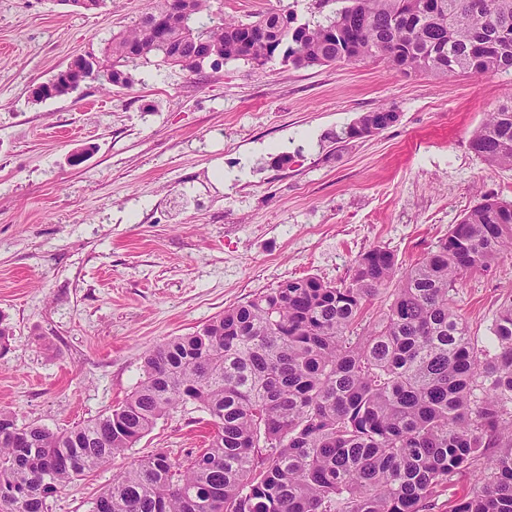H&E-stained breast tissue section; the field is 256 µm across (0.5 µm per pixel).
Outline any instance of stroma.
Masks as SVG:
<instances>
[{
  "label": "stroma",
  "mask_w": 512,
  "mask_h": 512,
  "mask_svg": "<svg viewBox=\"0 0 512 512\" xmlns=\"http://www.w3.org/2000/svg\"><path fill=\"white\" fill-rule=\"evenodd\" d=\"M155 0H0V407L67 429L139 383L143 354L291 278L347 277L355 258L414 264L489 195L512 202V170L470 148L486 112L512 99V72L444 79L381 62L190 76L149 63L131 88L95 84L42 103L32 88L152 11ZM314 0H224L238 18ZM386 106L397 123L344 147L331 134ZM87 147L80 165L68 155ZM512 292V257L463 280L456 308L487 344ZM189 406L158 420L127 457L48 501L89 512L129 461H183L208 442Z\"/></svg>",
  "instance_id": "obj_1"
}]
</instances>
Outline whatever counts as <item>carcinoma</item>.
I'll use <instances>...</instances> for the list:
<instances>
[{"instance_id": "1", "label": "carcinoma", "mask_w": 512, "mask_h": 512, "mask_svg": "<svg viewBox=\"0 0 512 512\" xmlns=\"http://www.w3.org/2000/svg\"><path fill=\"white\" fill-rule=\"evenodd\" d=\"M300 28L285 10L241 22L188 0L185 42L208 40L226 60L294 68L380 60L403 73L479 77L512 70V0H342ZM142 15L104 47L92 81L129 83L161 55ZM387 108L334 136L380 133ZM492 167L512 168V103L469 140ZM512 255V203L482 197L403 273L374 247L336 283L304 276L230 307L145 353L142 379L105 414L62 431L18 424L0 408V512H48L47 500L125 455L171 411L194 405L213 432L177 462L163 452L129 463L90 512H424L450 477L476 478L454 512H512V294L479 345L454 306L456 284ZM387 293L377 317L366 305Z\"/></svg>"}]
</instances>
